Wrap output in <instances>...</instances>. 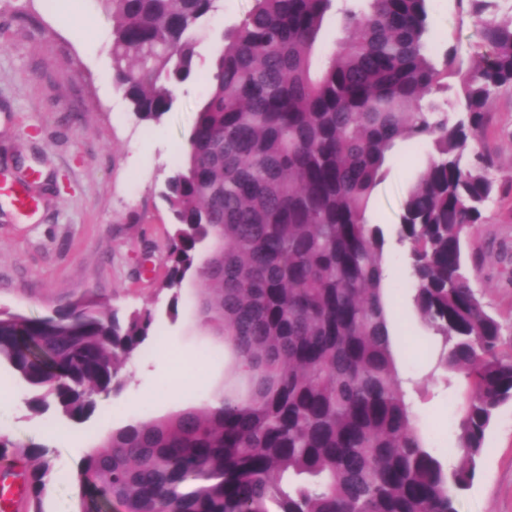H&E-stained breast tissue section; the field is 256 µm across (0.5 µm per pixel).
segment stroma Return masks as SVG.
Wrapping results in <instances>:
<instances>
[{
    "mask_svg": "<svg viewBox=\"0 0 512 512\" xmlns=\"http://www.w3.org/2000/svg\"><path fill=\"white\" fill-rule=\"evenodd\" d=\"M253 0H221L199 34L197 81L179 91L161 121L136 119L113 81L112 18L102 0H67L64 11H47L44 0H0V170L7 182L35 174L30 211L0 193V309L38 316L87 293L127 312L149 308L156 340L123 365L125 389L99 397L86 422L59 420L31 410V390L8 368L0 391L12 405L0 411V435L18 446L50 450L53 472L45 512H77L75 485L82 458L128 417L158 418L200 404L230 378L229 354L199 326L196 289L185 284L177 317H170L166 237L171 215L161 196L165 178L179 163L193 112L202 98L219 42L252 8ZM432 40L459 46L464 56L485 51L474 20L456 0H431ZM493 152L492 174L503 186L488 208L477 237L476 286L512 343V103L502 102L484 135ZM429 149L397 142L374 188L368 221L390 240L386 292L396 305L394 354L418 424L440 456L456 445L459 395L435 371L438 343L400 288L408 276L403 249L393 241L400 204L423 173ZM213 351L202 359L203 347ZM186 381L178 404L167 394ZM141 405L129 404L132 395ZM460 512H512V403L499 410L486 437L480 473L460 500Z\"/></svg>",
    "mask_w": 512,
    "mask_h": 512,
    "instance_id": "obj_1",
    "label": "stroma"
}]
</instances>
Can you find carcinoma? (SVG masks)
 Returning a JSON list of instances; mask_svg holds the SVG:
<instances>
[{
    "mask_svg": "<svg viewBox=\"0 0 512 512\" xmlns=\"http://www.w3.org/2000/svg\"><path fill=\"white\" fill-rule=\"evenodd\" d=\"M113 80L141 121L171 111L196 73L197 33L219 0H103ZM430 0H343L342 38L317 48L335 0H254L228 33L166 182V289L235 356L231 386L163 419L122 426L84 456L79 512H459L487 431L512 401V351L474 286L475 232L498 186L483 145L512 96V16L466 0L487 51L435 61ZM460 79L455 118L428 99ZM398 141L430 147L395 234L413 306L461 376L457 460L421 433L398 375L384 302L385 233L367 206ZM150 309L125 318L88 293L51 313L0 310V365L55 407L89 419L119 395L123 362L153 336ZM45 445L0 437L24 464L27 512H44Z\"/></svg>",
    "mask_w": 512,
    "mask_h": 512,
    "instance_id": "1",
    "label": "carcinoma"
}]
</instances>
